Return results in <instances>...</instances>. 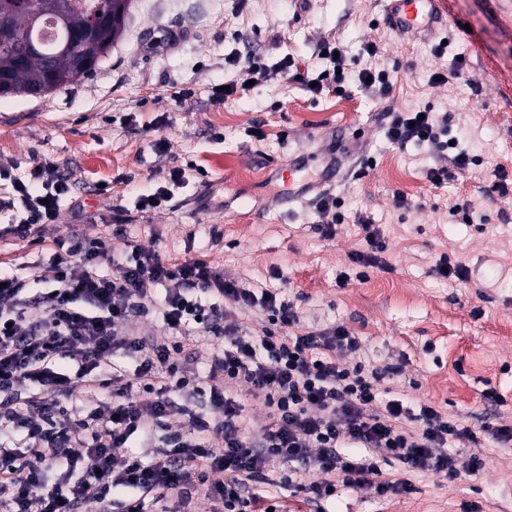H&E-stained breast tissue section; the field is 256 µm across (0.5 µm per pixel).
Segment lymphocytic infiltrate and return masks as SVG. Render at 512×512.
<instances>
[{"instance_id": "obj_1", "label": "lymphocytic infiltrate", "mask_w": 512, "mask_h": 512, "mask_svg": "<svg viewBox=\"0 0 512 512\" xmlns=\"http://www.w3.org/2000/svg\"><path fill=\"white\" fill-rule=\"evenodd\" d=\"M327 56L338 74L314 80L290 58L271 66L252 55L230 58L243 80L228 92L243 94L248 81L281 75L315 96L327 83L350 80L372 95L389 94L385 71L369 66L351 74L336 46ZM447 134L444 113L387 115L391 143L414 142L444 155L445 165L426 173L435 186L449 170L465 173L473 163L467 152L451 151ZM2 180L11 190L0 193V211L22 207L18 231L25 236L35 225L56 223L70 192L69 175L48 164L23 178L1 165ZM110 263L118 275L103 273ZM39 280L48 289L34 302L23 294L24 279L0 268V390H28L0 418L25 427L29 446L25 457L0 449V512H87L111 490L125 492L123 512H192L200 501L208 512H269L266 472L278 462L288 467L283 485L313 512H326L341 488L377 498L412 492L410 481L384 479L382 459L414 472L459 474L446 447L472 437V430L426 404L415 410L398 399L382 401L380 373L338 356L359 346L347 328L285 335L299 317L277 290L243 287L201 259L173 262L128 240L118 249L102 238L79 237L57 247ZM160 287L165 298L158 315L168 338L159 342L139 335L129 321L148 314ZM208 298L258 310L260 331L226 326L223 345L205 358L196 380L209 393L211 417H193L191 433L176 435L172 450L152 459L128 454L134 439L169 417L173 394L195 380L181 359L182 339L191 323L208 326ZM62 359L74 363L63 377L56 370ZM236 385L266 410L260 443L249 436ZM78 391L111 394L112 403L91 419L71 417L59 401ZM409 419L415 428H406ZM312 471L317 477L311 481ZM51 472L60 474L59 482H47Z\"/></svg>"}]
</instances>
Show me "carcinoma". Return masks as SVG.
<instances>
[{
  "instance_id": "carcinoma-1",
  "label": "carcinoma",
  "mask_w": 512,
  "mask_h": 512,
  "mask_svg": "<svg viewBox=\"0 0 512 512\" xmlns=\"http://www.w3.org/2000/svg\"><path fill=\"white\" fill-rule=\"evenodd\" d=\"M49 11L61 10L68 24L47 26L46 52L40 57L24 54V42L29 18L24 0H0V17L7 18L16 39V50L0 51V75L10 77L8 91L4 95H32L38 89L49 94L89 75L99 59L108 53L125 31L133 0H111V19L108 26L98 34L87 30V18L94 0H43ZM81 33L75 52L63 50L67 37Z\"/></svg>"
}]
</instances>
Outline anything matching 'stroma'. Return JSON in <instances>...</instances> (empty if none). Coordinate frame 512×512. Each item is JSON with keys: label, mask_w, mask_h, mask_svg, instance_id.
Instances as JSON below:
<instances>
[{"label": "stroma", "mask_w": 512, "mask_h": 512, "mask_svg": "<svg viewBox=\"0 0 512 512\" xmlns=\"http://www.w3.org/2000/svg\"><path fill=\"white\" fill-rule=\"evenodd\" d=\"M445 6L449 26L413 37L390 31L375 0H135L122 40L91 74L45 97H0V165L23 177L53 164L74 181L57 223L29 236L14 232L20 212H0V267L19 270L25 296H36V266L74 231L199 258L250 287L278 289L297 309L293 333L347 328L361 347L346 360L387 369L380 386L392 396L474 430L512 426V193L486 192L496 167L512 176V12L494 0ZM444 37L452 51L440 56ZM369 43L376 56L366 55ZM327 45L343 49L350 70H385L390 94L377 100L350 82L313 96L280 77L215 98L240 80L227 58L290 56L316 74L329 65ZM423 107L448 113L478 161L437 187L426 179L440 164L434 153L385 136L384 110ZM159 139L168 144L161 156ZM300 154L312 178L332 157L353 167L335 190L345 220L333 237L319 231L317 194L289 212L275 203L288 186L278 169ZM175 168L185 172L177 184L167 180ZM162 185L168 202L140 209ZM397 192L406 207H395ZM463 203L467 222L450 213ZM361 214L386 241L383 267L355 261L368 250ZM444 255L465 266L467 281L435 274ZM174 401L180 414L135 441L134 454L166 449L171 433H188L190 414L210 412L200 392ZM448 453L481 467L452 481L389 462L386 478L411 479L412 493L378 500L341 489L328 512H512V450L462 438Z\"/></svg>", "instance_id": "35a3bbf8"}]
</instances>
